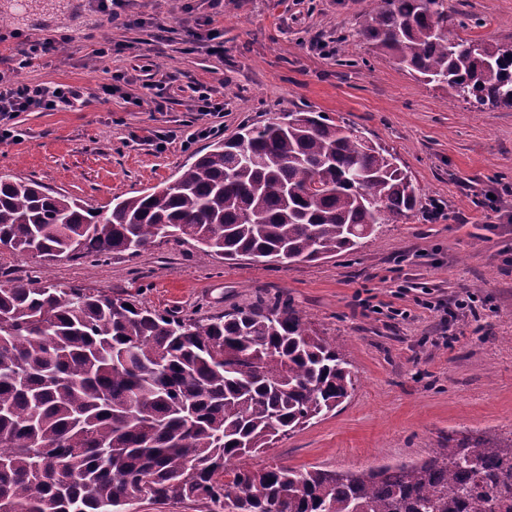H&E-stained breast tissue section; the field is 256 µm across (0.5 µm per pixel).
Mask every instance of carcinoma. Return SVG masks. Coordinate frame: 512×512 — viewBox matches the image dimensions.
<instances>
[{
    "mask_svg": "<svg viewBox=\"0 0 512 512\" xmlns=\"http://www.w3.org/2000/svg\"><path fill=\"white\" fill-rule=\"evenodd\" d=\"M358 35L483 112L512 107V43L466 39L445 0H373ZM398 158L319 112L244 124L169 184L112 207L0 172V248L37 261L135 256L162 238L205 256L316 261L410 217ZM132 308H127V304ZM336 339L277 295L219 316L160 314L33 275L0 284V512H512V436L336 471L246 458L355 389ZM133 512H201L197 503L169 502L157 503L148 499L136 500L133 505Z\"/></svg>",
    "mask_w": 512,
    "mask_h": 512,
    "instance_id": "1",
    "label": "carcinoma"
}]
</instances>
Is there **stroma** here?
Returning <instances> with one entry per match:
<instances>
[{
    "label": "stroma",
    "instance_id": "35a3bbf8",
    "mask_svg": "<svg viewBox=\"0 0 512 512\" xmlns=\"http://www.w3.org/2000/svg\"><path fill=\"white\" fill-rule=\"evenodd\" d=\"M371 0H135L140 28L103 25L83 0H44L15 22L35 39L71 35L57 54L18 73L68 84L85 102L22 112L20 143L0 144V171L107 209L117 192L172 182L206 145L187 143L211 118L191 85L222 88L221 137L247 122L312 110L346 121L394 153L420 189L415 216L386 224L355 252L311 262L227 261L170 239L100 263L37 266L0 250V274L134 296L161 313L221 315L288 297L313 329L335 337L357 384L336 410L250 458L254 467L356 470L419 461L448 437L512 434V108L477 112L413 77L357 34ZM213 18L223 50L189 42L194 20ZM464 37L512 42V0H448ZM121 53L90 68L102 31ZM175 76L162 110L145 99L143 57ZM121 70L120 92L100 87ZM162 136L163 147L150 140ZM444 214L428 219L432 202ZM466 296L474 311L449 320ZM435 302L428 310L424 301Z\"/></svg>",
    "mask_w": 512,
    "mask_h": 512
}]
</instances>
